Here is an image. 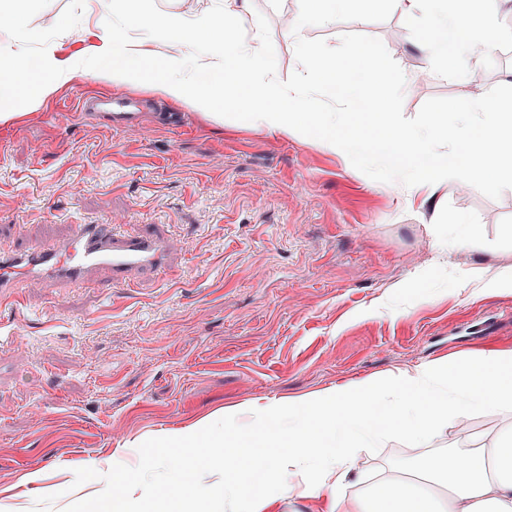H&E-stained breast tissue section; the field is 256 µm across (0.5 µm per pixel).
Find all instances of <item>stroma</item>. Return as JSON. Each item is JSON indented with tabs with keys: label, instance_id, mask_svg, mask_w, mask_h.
<instances>
[{
	"label": "stroma",
	"instance_id": "35a3bbf8",
	"mask_svg": "<svg viewBox=\"0 0 512 512\" xmlns=\"http://www.w3.org/2000/svg\"><path fill=\"white\" fill-rule=\"evenodd\" d=\"M107 13L104 0H85L80 24L51 43L70 80L0 123V251L109 223L124 235L155 229L170 252L164 268L121 287L99 269L77 286L20 283L22 308L0 305V512H74L129 480L139 497L127 512H223L212 493L223 450H208L214 471L186 500L169 466L150 459L156 438L241 405L512 351V289L492 286L512 267V189L493 200L445 181L377 182L324 141L217 122L151 83L112 85L79 65L100 45ZM260 13L282 80L298 68L296 37L379 38L406 75L409 118L432 97L512 85L504 50L481 85L435 75L404 6L383 22L296 35L280 19L297 17L299 0H248L252 50ZM84 90L157 109L116 127L80 110ZM458 216L478 227V243L448 234ZM464 420L488 445L512 431L508 410ZM460 439L452 420L424 446L391 437L362 449L345 492Z\"/></svg>",
	"mask_w": 512,
	"mask_h": 512
}]
</instances>
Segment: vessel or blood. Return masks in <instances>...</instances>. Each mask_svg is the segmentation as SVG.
<instances>
[{
  "label": "vessel or blood",
  "instance_id": "vessel-or-blood-1",
  "mask_svg": "<svg viewBox=\"0 0 512 512\" xmlns=\"http://www.w3.org/2000/svg\"><path fill=\"white\" fill-rule=\"evenodd\" d=\"M166 256L167 244L157 233L125 237L108 223L75 224L62 243L37 241L19 251L0 253V300L12 299L23 278L78 285L93 269L105 268L118 284L132 273L162 268Z\"/></svg>",
  "mask_w": 512,
  "mask_h": 512
}]
</instances>
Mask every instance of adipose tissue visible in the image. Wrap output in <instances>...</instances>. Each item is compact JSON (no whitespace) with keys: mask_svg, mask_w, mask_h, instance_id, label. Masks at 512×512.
Listing matches in <instances>:
<instances>
[{"mask_svg":"<svg viewBox=\"0 0 512 512\" xmlns=\"http://www.w3.org/2000/svg\"><path fill=\"white\" fill-rule=\"evenodd\" d=\"M497 406L512 407V352L477 362L437 359L301 402L254 405L247 428L206 419L188 438L168 435L158 445L226 449L224 495L247 512H270L269 483L284 498L295 490L316 498L337 485L336 512H512V434L394 469L351 504L340 490L358 449L393 434L423 444L455 414ZM242 448L250 451L243 459Z\"/></svg>","mask_w":512,"mask_h":512,"instance_id":"1","label":"adipose tissue"}]
</instances>
